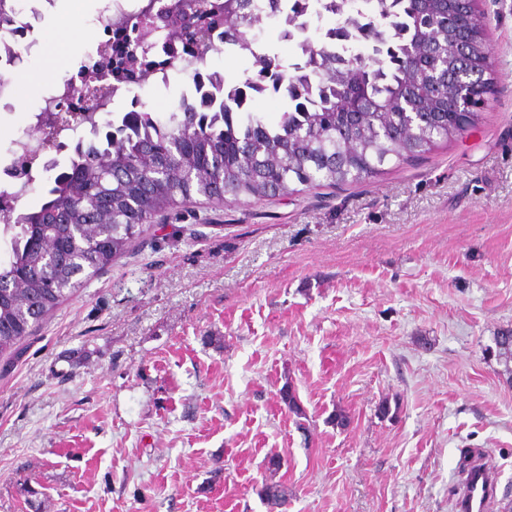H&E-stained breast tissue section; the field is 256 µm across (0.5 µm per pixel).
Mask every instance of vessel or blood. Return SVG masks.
I'll use <instances>...</instances> for the list:
<instances>
[{
	"label": "vessel or blood",
	"instance_id": "vessel-or-blood-1",
	"mask_svg": "<svg viewBox=\"0 0 512 512\" xmlns=\"http://www.w3.org/2000/svg\"><path fill=\"white\" fill-rule=\"evenodd\" d=\"M460 473L455 512H492L498 496L499 477L482 449L465 450L460 460Z\"/></svg>",
	"mask_w": 512,
	"mask_h": 512
}]
</instances>
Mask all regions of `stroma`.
I'll list each match as a JSON object with an SVG mask.
<instances>
[{"label": "stroma", "instance_id": "35a3bbf8", "mask_svg": "<svg viewBox=\"0 0 512 512\" xmlns=\"http://www.w3.org/2000/svg\"><path fill=\"white\" fill-rule=\"evenodd\" d=\"M73 1L22 40L1 166L90 49ZM480 8L496 80L462 137L342 188L177 204L0 358V512H267L274 453L286 512H453L467 448L512 512V374L488 352L512 330V0Z\"/></svg>", "mask_w": 512, "mask_h": 512}]
</instances>
